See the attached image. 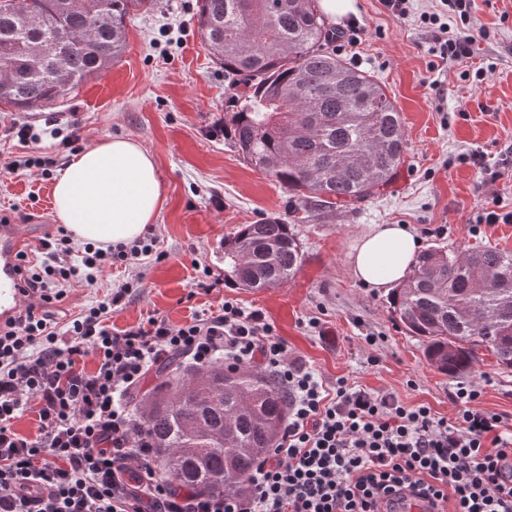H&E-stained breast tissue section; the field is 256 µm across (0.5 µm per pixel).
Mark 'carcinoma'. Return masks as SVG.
Masks as SVG:
<instances>
[{
    "instance_id": "carcinoma-1",
    "label": "carcinoma",
    "mask_w": 512,
    "mask_h": 512,
    "mask_svg": "<svg viewBox=\"0 0 512 512\" xmlns=\"http://www.w3.org/2000/svg\"><path fill=\"white\" fill-rule=\"evenodd\" d=\"M153 2L0 0V106L42 107L110 68L127 18ZM197 27L233 90L224 137L306 217L363 202L392 182L405 147L400 113L370 74L331 49L317 0H199ZM302 260L299 241L275 218L243 224L224 240V266L245 291L287 284ZM390 306L425 340L437 370L468 371L481 347L512 369L511 252L430 247ZM134 401L163 473L209 496L244 489L288 413L269 375L222 362Z\"/></svg>"
}]
</instances>
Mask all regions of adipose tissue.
Segmentation results:
<instances>
[{
    "instance_id": "ef3b65f1",
    "label": "adipose tissue",
    "mask_w": 512,
    "mask_h": 512,
    "mask_svg": "<svg viewBox=\"0 0 512 512\" xmlns=\"http://www.w3.org/2000/svg\"><path fill=\"white\" fill-rule=\"evenodd\" d=\"M56 215L75 240L129 242L153 223L162 186L153 155L130 138L97 141L77 152L53 185ZM420 243L403 224H378L363 234L349 264L354 277L390 288L409 271Z\"/></svg>"
}]
</instances>
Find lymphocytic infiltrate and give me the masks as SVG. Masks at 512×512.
I'll use <instances>...</instances> for the list:
<instances>
[{"mask_svg": "<svg viewBox=\"0 0 512 512\" xmlns=\"http://www.w3.org/2000/svg\"><path fill=\"white\" fill-rule=\"evenodd\" d=\"M423 16L440 59L469 58L473 39L444 21L468 23L471 0H440ZM156 237L74 248L67 234L42 240L40 264L25 267L36 306L0 329V512H395L403 498L431 512H512V434L478 408L481 393L459 387L455 424L424 405L337 379L325 386L264 315L234 301L176 326L165 317L115 331L113 313L137 284L113 286L66 322L53 308L73 284L95 286L115 265L164 259ZM94 355L93 371L82 360ZM179 356L185 368L221 361L262 365L288 397V417L245 493L207 496L171 484L128 395L153 366ZM36 404V435L14 422Z\"/></svg>", "mask_w": 512, "mask_h": 512, "instance_id": "obj_1", "label": "lymphocytic infiltrate"}]
</instances>
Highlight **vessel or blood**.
Here are the masks:
<instances>
[{"instance_id": "vessel-or-blood-1", "label": "vessel or blood", "mask_w": 512, "mask_h": 512, "mask_svg": "<svg viewBox=\"0 0 512 512\" xmlns=\"http://www.w3.org/2000/svg\"><path fill=\"white\" fill-rule=\"evenodd\" d=\"M49 231L46 224H0V328L15 321L29 304L18 269L23 255Z\"/></svg>"}]
</instances>
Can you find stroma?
<instances>
[{"label": "stroma", "instance_id": "stroma-1", "mask_svg": "<svg viewBox=\"0 0 512 512\" xmlns=\"http://www.w3.org/2000/svg\"><path fill=\"white\" fill-rule=\"evenodd\" d=\"M198 5L156 0L132 12L125 52L111 69L32 113L0 109V163L30 154L54 161L47 175L33 167L0 177V214L18 224L56 223L47 203L55 174L72 154L58 147L54 128L77 124L84 147L135 139L159 171L162 205L153 230L166 258L143 263L137 290L112 316L114 329L156 314L181 325L232 298L261 311L291 356L326 383L344 377L404 405L429 406L449 421L459 410L458 387L475 384L479 408L500 415L512 431V370L482 348L470 371L456 377L438 371L424 342L396 322L389 292L358 282L348 259L357 239L378 224L406 225L424 249L512 252V223L477 221L480 200L493 195L512 211V0H473V54L445 63L433 55L420 20L438 11L437 0H411L403 18L381 0H354L359 41L339 55L379 81L400 112L404 162L381 194L316 220L303 218L286 189L217 136L231 120V93L197 32ZM16 122L34 124L40 142L27 148L13 139ZM476 153L482 165L474 164ZM270 217L296 235L300 269L271 290L229 285L225 237ZM369 335L374 344L366 343Z\"/></svg>", "mask_w": 512, "mask_h": 512}]
</instances>
